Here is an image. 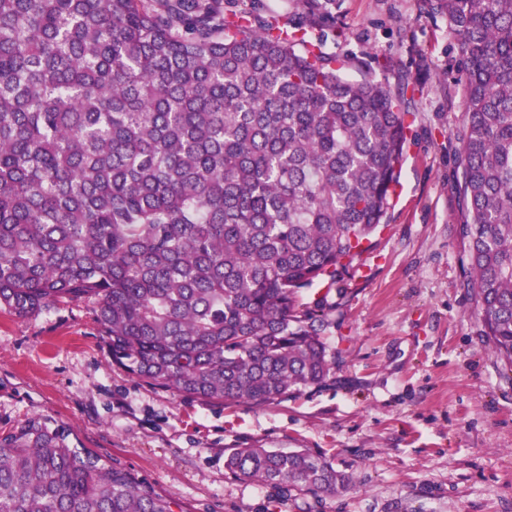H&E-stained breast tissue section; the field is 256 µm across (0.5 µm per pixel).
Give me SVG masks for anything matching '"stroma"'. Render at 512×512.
Instances as JSON below:
<instances>
[{"label":"stroma","instance_id":"stroma-1","mask_svg":"<svg viewBox=\"0 0 512 512\" xmlns=\"http://www.w3.org/2000/svg\"><path fill=\"white\" fill-rule=\"evenodd\" d=\"M336 51L404 89L414 136L387 224L326 332L325 384L256 406L185 397L115 362L93 304L32 318L0 309V432L45 416L183 512H512V370L482 334L462 261L456 189L466 120L460 57L430 0H333ZM304 448L354 485L270 508L272 491L224 467L236 448Z\"/></svg>","mask_w":512,"mask_h":512}]
</instances>
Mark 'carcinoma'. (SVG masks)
I'll return each mask as SVG.
<instances>
[{
    "label": "carcinoma",
    "instance_id": "1",
    "mask_svg": "<svg viewBox=\"0 0 512 512\" xmlns=\"http://www.w3.org/2000/svg\"><path fill=\"white\" fill-rule=\"evenodd\" d=\"M303 8L0 0V307L91 303L113 361L210 402L325 383L328 297L385 223L411 123L404 93L348 78L331 0ZM434 8L463 74L468 287L512 369V0ZM224 466L277 500L353 484L306 450ZM174 507L50 418L0 435V512Z\"/></svg>",
    "mask_w": 512,
    "mask_h": 512
}]
</instances>
